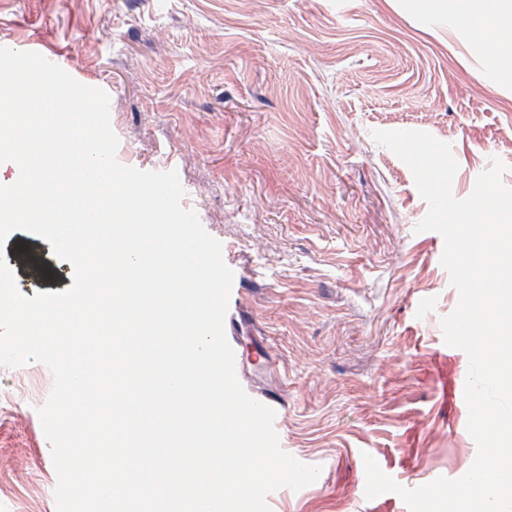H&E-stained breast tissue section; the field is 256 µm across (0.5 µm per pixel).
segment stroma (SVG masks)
<instances>
[{
  "mask_svg": "<svg viewBox=\"0 0 512 512\" xmlns=\"http://www.w3.org/2000/svg\"><path fill=\"white\" fill-rule=\"evenodd\" d=\"M0 0V47L53 55L110 98L118 161L177 168L183 202L237 270L225 333L253 398L279 391L296 460L321 466L271 512H409L367 499L363 457L399 485L462 477L477 446L454 395L468 358L441 320L459 294L410 169L371 132L450 143L463 199L492 158L512 188V58L469 41L464 0ZM28 297L73 284L49 242L0 247ZM0 365V512L57 475L19 385Z\"/></svg>",
  "mask_w": 512,
  "mask_h": 512,
  "instance_id": "1",
  "label": "stroma"
}]
</instances>
